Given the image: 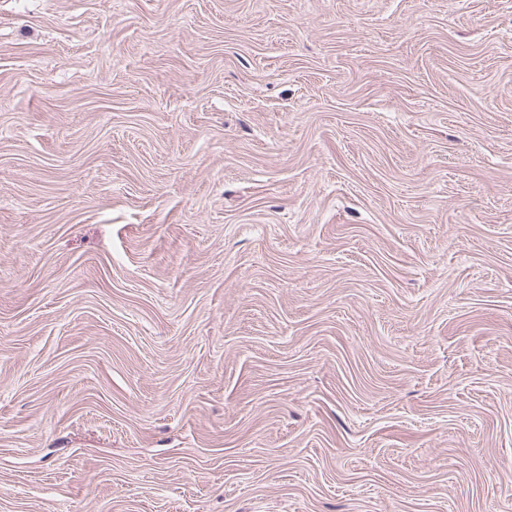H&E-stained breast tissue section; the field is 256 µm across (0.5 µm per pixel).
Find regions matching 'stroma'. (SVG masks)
Segmentation results:
<instances>
[{
    "instance_id": "1",
    "label": "stroma",
    "mask_w": 512,
    "mask_h": 512,
    "mask_svg": "<svg viewBox=\"0 0 512 512\" xmlns=\"http://www.w3.org/2000/svg\"><path fill=\"white\" fill-rule=\"evenodd\" d=\"M0 512H512V0H0Z\"/></svg>"
}]
</instances>
